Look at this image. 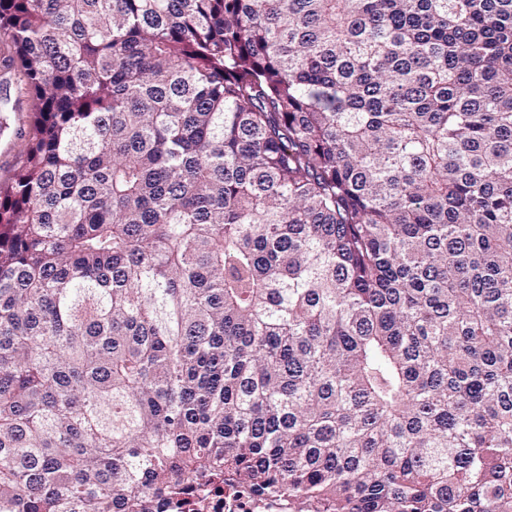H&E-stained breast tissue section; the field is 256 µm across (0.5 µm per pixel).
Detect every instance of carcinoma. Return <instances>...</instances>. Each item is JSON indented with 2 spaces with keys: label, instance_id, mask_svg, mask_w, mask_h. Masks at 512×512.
<instances>
[{
  "label": "carcinoma",
  "instance_id": "obj_1",
  "mask_svg": "<svg viewBox=\"0 0 512 512\" xmlns=\"http://www.w3.org/2000/svg\"><path fill=\"white\" fill-rule=\"evenodd\" d=\"M0 512H512V0H0ZM13 55L10 44L0 42V185L4 186L13 177L24 154L32 121L33 101L20 87L19 75L5 87L1 85L5 60ZM18 81V83H16ZM7 99V100H6ZM22 133V134H21ZM186 499H201L202 512H291L288 499L259 498L243 486L230 489L211 484L195 489Z\"/></svg>",
  "mask_w": 512,
  "mask_h": 512
}]
</instances>
